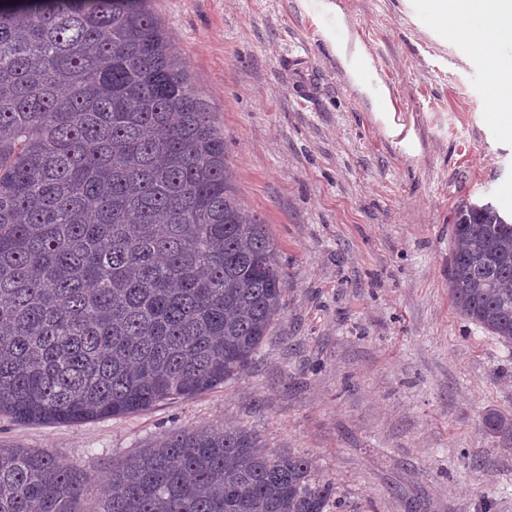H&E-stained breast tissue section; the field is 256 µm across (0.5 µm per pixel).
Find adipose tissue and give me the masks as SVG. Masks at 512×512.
Returning a JSON list of instances; mask_svg holds the SVG:
<instances>
[{
    "label": "adipose tissue",
    "instance_id": "ef3b65f1",
    "mask_svg": "<svg viewBox=\"0 0 512 512\" xmlns=\"http://www.w3.org/2000/svg\"><path fill=\"white\" fill-rule=\"evenodd\" d=\"M418 7L447 21L452 36L512 46V10L506 0H420Z\"/></svg>",
    "mask_w": 512,
    "mask_h": 512
}]
</instances>
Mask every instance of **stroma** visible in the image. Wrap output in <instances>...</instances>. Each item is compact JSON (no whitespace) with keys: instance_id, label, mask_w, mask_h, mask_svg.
I'll list each match as a JSON object with an SVG mask.
<instances>
[{"instance_id":"35a3bbf8","label":"stroma","mask_w":512,"mask_h":512,"mask_svg":"<svg viewBox=\"0 0 512 512\" xmlns=\"http://www.w3.org/2000/svg\"><path fill=\"white\" fill-rule=\"evenodd\" d=\"M334 2L363 57L332 52L315 0H149L285 275L250 366L127 417H1L0 445L91 473L170 432L231 424L313 459L336 512H512V441L483 425L512 417V345L448 292L457 209L512 215V138L488 120L484 63L414 0Z\"/></svg>"}]
</instances>
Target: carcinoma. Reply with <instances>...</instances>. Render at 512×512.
<instances>
[{"label":"carcinoma","instance_id":"obj_1","mask_svg":"<svg viewBox=\"0 0 512 512\" xmlns=\"http://www.w3.org/2000/svg\"><path fill=\"white\" fill-rule=\"evenodd\" d=\"M148 0H0V416L70 424L191 398L251 364L284 308L262 216ZM448 288L512 344V224L452 227ZM488 429L512 439V418ZM314 461L239 426L105 471L96 512H330ZM90 474L0 447V512H85Z\"/></svg>","mask_w":512,"mask_h":512}]
</instances>
